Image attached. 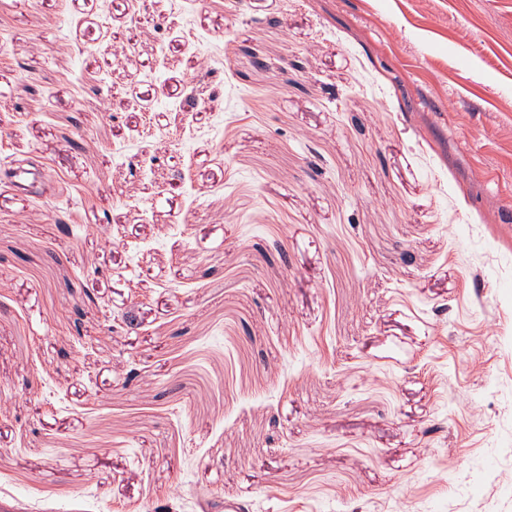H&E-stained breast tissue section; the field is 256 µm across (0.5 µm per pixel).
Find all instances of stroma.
<instances>
[{
  "instance_id": "obj_1",
  "label": "stroma",
  "mask_w": 512,
  "mask_h": 512,
  "mask_svg": "<svg viewBox=\"0 0 512 512\" xmlns=\"http://www.w3.org/2000/svg\"><path fill=\"white\" fill-rule=\"evenodd\" d=\"M0 91V512H512V0H0Z\"/></svg>"
}]
</instances>
